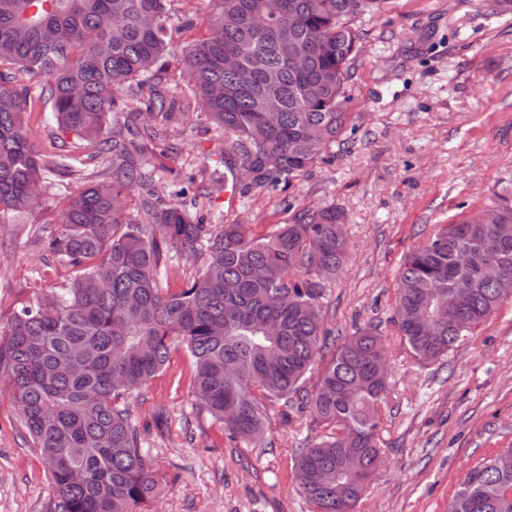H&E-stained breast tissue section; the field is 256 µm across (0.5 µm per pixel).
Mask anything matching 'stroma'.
I'll use <instances>...</instances> for the list:
<instances>
[{"label": "stroma", "instance_id": "1", "mask_svg": "<svg viewBox=\"0 0 512 512\" xmlns=\"http://www.w3.org/2000/svg\"><path fill=\"white\" fill-rule=\"evenodd\" d=\"M167 8L175 34L162 85L176 111L167 157L147 158L146 176L163 196L194 178L200 192L192 216L244 224L257 237L297 209L345 211L350 250L328 288L325 327L340 342L378 326L391 390L380 408L384 461L354 512H446L469 469L512 448V299L447 357L424 365L393 323L396 284L404 254L438 225L512 205V20L485 0H390L385 14L359 25L348 104L354 143L330 151L287 190L253 186L247 176L222 190L210 175L224 169V133L201 112L180 61L185 43L207 37L210 5L169 0ZM30 128L38 153L84 150L58 130L44 102L35 103ZM67 184L55 178L22 223L0 224V324L19 301L73 276L45 247ZM193 369L188 349L178 347L126 399L158 485L145 512H312L294 461L325 427L309 410L273 402L263 447H232L221 425L198 416ZM55 503L2 376L0 512H55Z\"/></svg>", "mask_w": 512, "mask_h": 512}]
</instances>
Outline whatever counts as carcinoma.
Segmentation results:
<instances>
[{
  "mask_svg": "<svg viewBox=\"0 0 512 512\" xmlns=\"http://www.w3.org/2000/svg\"><path fill=\"white\" fill-rule=\"evenodd\" d=\"M209 34L182 49L205 117L224 130V170L257 187L287 188L332 146L345 145L357 22L389 0H209ZM172 43L167 0H0V224L40 204L53 175L79 182L59 214L48 250L74 269L58 291L40 293L0 327V376L11 386L33 447L50 474L58 512H142L156 494L150 463L121 400L144 387L171 351L195 360L200 411L238 448L262 446L267 402L296 397L331 433L306 443L295 479L314 512H352L362 495L346 473L373 466L388 381L385 344L369 325L327 349L324 302L342 268L345 223L336 206L295 212L270 234L243 224L209 227L146 178L147 146L167 134L161 95L143 113L124 110L126 89L152 73ZM295 52L300 67L288 61ZM235 53L254 80L224 67ZM22 73L42 78L38 99L57 128L94 153L47 157L30 147ZM99 155L110 173L94 178ZM142 189L141 222L122 200ZM439 225L400 265L398 332L415 359L432 363L497 310L512 289V206ZM204 248L205 262L177 288H163L170 253ZM470 261L456 262L460 250ZM318 373L312 391L303 385ZM448 512H512V448L463 478Z\"/></svg>",
  "mask_w": 512,
  "mask_h": 512,
  "instance_id": "obj_1",
  "label": "carcinoma"
}]
</instances>
